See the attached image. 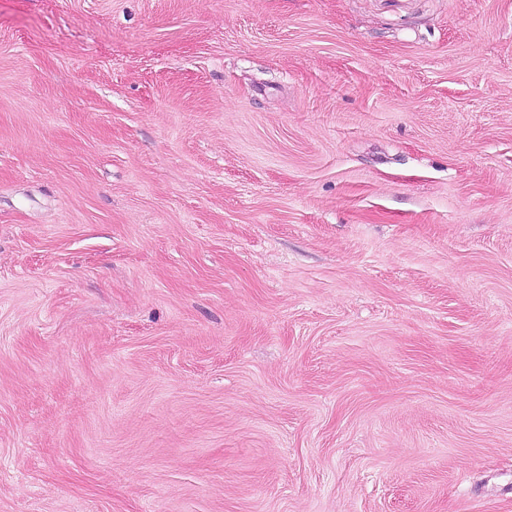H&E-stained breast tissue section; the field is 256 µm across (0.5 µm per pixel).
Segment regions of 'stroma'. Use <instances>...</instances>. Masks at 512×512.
Wrapping results in <instances>:
<instances>
[{
  "label": "stroma",
  "mask_w": 512,
  "mask_h": 512,
  "mask_svg": "<svg viewBox=\"0 0 512 512\" xmlns=\"http://www.w3.org/2000/svg\"><path fill=\"white\" fill-rule=\"evenodd\" d=\"M0 512H512V0H0Z\"/></svg>",
  "instance_id": "1"
}]
</instances>
